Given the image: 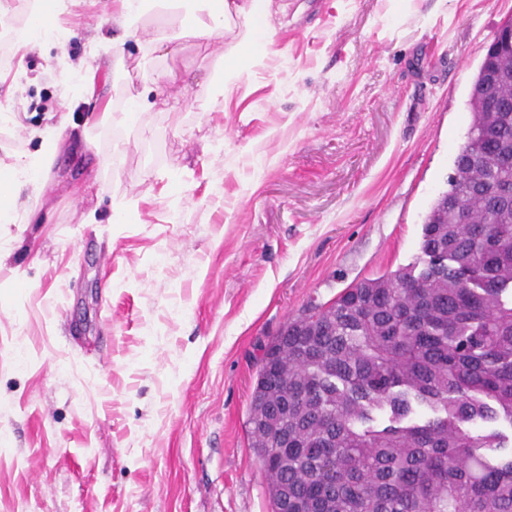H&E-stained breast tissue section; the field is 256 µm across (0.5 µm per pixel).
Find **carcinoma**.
Segmentation results:
<instances>
[{"label":"carcinoma","instance_id":"cac0c4a2","mask_svg":"<svg viewBox=\"0 0 512 512\" xmlns=\"http://www.w3.org/2000/svg\"><path fill=\"white\" fill-rule=\"evenodd\" d=\"M469 108L418 261L303 310L263 348L280 384L260 366L248 434L261 462L288 439L266 473L276 504L286 489L307 512H512L507 437L471 429L512 425V211L481 191L512 190V116L490 139ZM420 406L429 417L410 421Z\"/></svg>","mask_w":512,"mask_h":512}]
</instances>
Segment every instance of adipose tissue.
<instances>
[{
	"label": "adipose tissue",
	"mask_w": 512,
	"mask_h": 512,
	"mask_svg": "<svg viewBox=\"0 0 512 512\" xmlns=\"http://www.w3.org/2000/svg\"><path fill=\"white\" fill-rule=\"evenodd\" d=\"M74 0H36L32 18L16 37L20 46L31 47L55 39L56 34L41 16L45 9L66 12ZM120 8L112 14L113 25L123 32L122 38L104 40L97 48L103 53H123L126 41H134L144 51H151L158 39L149 28L148 18L162 8V0H118ZM271 0H178L181 25L198 36L226 37L224 88L232 90L241 80L243 61H254L267 53L272 43L269 24ZM46 151L41 155L23 154L16 158L6 178L0 179V224L17 223L21 212L17 199L23 188L39 190L49 156L55 153L61 136L55 130L43 133Z\"/></svg>",
	"instance_id": "1"
}]
</instances>
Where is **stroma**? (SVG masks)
<instances>
[{"label": "stroma", "mask_w": 512, "mask_h": 512, "mask_svg": "<svg viewBox=\"0 0 512 512\" xmlns=\"http://www.w3.org/2000/svg\"><path fill=\"white\" fill-rule=\"evenodd\" d=\"M288 4L229 92L221 42L162 13L168 42L73 96L60 59L120 37L113 0L0 60V173L67 136L18 199L28 223L0 224V512H271L247 435L260 345L419 256L512 0ZM141 94L135 127L103 122Z\"/></svg>", "instance_id": "1"}]
</instances>
